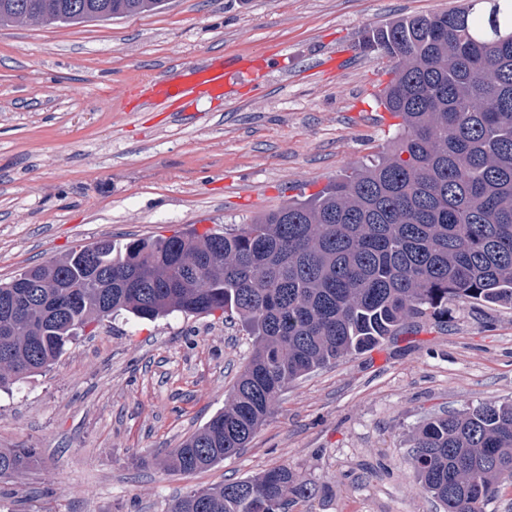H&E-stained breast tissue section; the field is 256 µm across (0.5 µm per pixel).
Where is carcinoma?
I'll return each mask as SVG.
<instances>
[{
    "label": "carcinoma",
    "instance_id": "cac0c4a2",
    "mask_svg": "<svg viewBox=\"0 0 512 512\" xmlns=\"http://www.w3.org/2000/svg\"><path fill=\"white\" fill-rule=\"evenodd\" d=\"M164 0H0V23L80 24ZM393 63L380 104L400 118L393 149L321 193L222 231L101 238L0 282V389L50 367L85 328L125 313L236 315L252 355L224 409L164 458L211 468L253 439L289 382L373 348L448 302L512 306V0L365 32ZM36 450H0V483ZM410 463L444 512H484L512 482V403L436 415ZM314 489L287 465L179 494L168 512H288Z\"/></svg>",
    "mask_w": 512,
    "mask_h": 512
}]
</instances>
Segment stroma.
I'll return each mask as SVG.
<instances>
[{"label": "stroma", "instance_id": "obj_1", "mask_svg": "<svg viewBox=\"0 0 512 512\" xmlns=\"http://www.w3.org/2000/svg\"><path fill=\"white\" fill-rule=\"evenodd\" d=\"M460 0H166L77 25H0V280L103 237L250 223L386 152L388 58L363 31ZM262 62L187 110L144 105L178 62ZM286 57L287 67L273 61ZM252 353L222 314L107 318L0 390V449L35 462L0 512H167L173 496L285 464L288 512H443L408 451L428 418L512 401V308L452 302L290 382L246 448L205 471L162 458L220 411Z\"/></svg>", "mask_w": 512, "mask_h": 512}]
</instances>
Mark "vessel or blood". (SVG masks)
Listing matches in <instances>:
<instances>
[{
	"mask_svg": "<svg viewBox=\"0 0 512 512\" xmlns=\"http://www.w3.org/2000/svg\"><path fill=\"white\" fill-rule=\"evenodd\" d=\"M178 81H163L154 94L156 106H164L171 100H188L198 95L220 97L231 75L236 72H246L244 63L208 65L181 63L178 64Z\"/></svg>",
	"mask_w": 512,
	"mask_h": 512,
	"instance_id": "vessel-or-blood-1",
	"label": "vessel or blood"
}]
</instances>
